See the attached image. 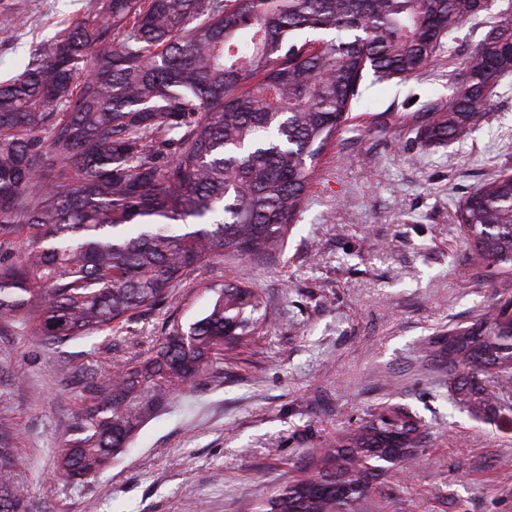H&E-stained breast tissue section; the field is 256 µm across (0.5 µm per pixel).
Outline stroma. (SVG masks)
<instances>
[{
  "label": "stroma",
  "mask_w": 512,
  "mask_h": 512,
  "mask_svg": "<svg viewBox=\"0 0 512 512\" xmlns=\"http://www.w3.org/2000/svg\"><path fill=\"white\" fill-rule=\"evenodd\" d=\"M89 6L0 0V81ZM486 31L483 18L468 21L418 76L364 78L279 256L216 258L110 334L56 347L0 331V437L15 450L28 512H248L394 404L422 419L425 460L372 482L367 512H512V392L460 406L431 355L432 338L475 319L501 288L477 274L453 216L512 170V78L465 141L427 145L414 124L447 105L452 72ZM228 279L260 300L264 325L249 346L173 393L108 469L77 484L58 475L91 402L85 374L151 355L170 325L202 318Z\"/></svg>",
  "instance_id": "35a3bbf8"
}]
</instances>
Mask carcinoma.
Returning a JSON list of instances; mask_svg holds the SVG:
<instances>
[{
  "mask_svg": "<svg viewBox=\"0 0 512 512\" xmlns=\"http://www.w3.org/2000/svg\"><path fill=\"white\" fill-rule=\"evenodd\" d=\"M480 2L93 0L0 82V329L29 327L51 346L117 330L213 258L275 254L310 161L347 127L364 74H420L445 38L490 11ZM509 75L506 9L460 63L448 107L416 115L418 135L463 139ZM158 142L173 146L162 166ZM454 223L502 288L484 316L438 337L434 356L460 399L489 403L512 387V172L463 198ZM258 308L253 291L227 282L152 356L99 375L57 460L62 476L78 483L106 468L176 387L251 339ZM422 428L406 407L371 413L345 445L320 449L317 474L252 512H356L379 462L421 457ZM13 471L0 441V512H26Z\"/></svg>",
  "mask_w": 512,
  "mask_h": 512,
  "instance_id": "cac0c4a2",
  "label": "carcinoma"
}]
</instances>
